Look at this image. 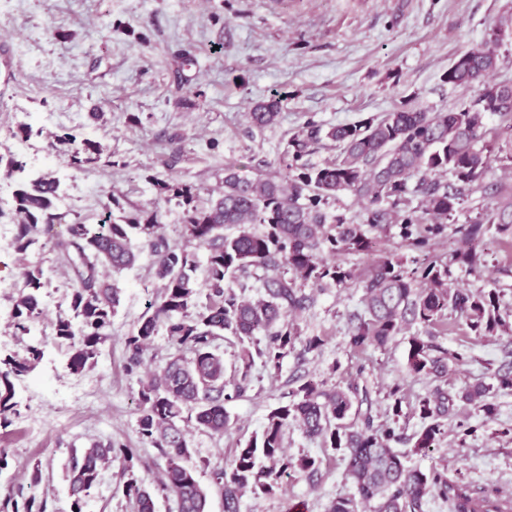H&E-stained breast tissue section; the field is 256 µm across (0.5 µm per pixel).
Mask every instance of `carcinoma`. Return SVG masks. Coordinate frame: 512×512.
<instances>
[{
  "mask_svg": "<svg viewBox=\"0 0 512 512\" xmlns=\"http://www.w3.org/2000/svg\"><path fill=\"white\" fill-rule=\"evenodd\" d=\"M503 35L502 27L491 28L442 75L453 87H478L476 99L468 104L432 109L405 102L379 116L330 127L310 118L288 140L281 177L249 179L235 165H227L223 190L203 206L196 204L194 186L155 180L153 186L165 201L183 208L184 245L165 237L157 209H137L121 216L119 223L110 208L96 225L68 220L57 212L60 184L55 177L30 178L21 158L0 155V170L16 181L13 212L19 223L12 249L23 257L49 245L74 280L65 309L54 322L55 336L69 346L68 370L81 374L93 367L109 339L120 304L110 273L137 263L139 253L131 244L135 236L151 256L161 292L125 339L129 369L141 366L159 330L177 345V353L158 371L139 380L137 392V433L164 459L157 480L148 484L139 476L132 448L100 442L72 448L64 466L70 512H86L101 471L117 459L126 477L118 492L134 512H158L159 500L170 498L177 512H207L209 488L199 480L198 469L208 462L192 463L196 448L187 428L223 437L232 425L227 405L247 396L256 364L278 374L296 343H303L309 353L324 345L321 336H301L296 323L313 301L305 287L350 282L362 288V309L347 336L350 350L383 348L405 335L407 377L434 383L415 406L419 428L406 437L398 427L404 402L398 383L388 393L387 419L377 424L370 391L359 379L345 387L307 380L269 409L261 431L240 444L227 466L210 472L224 499V512H240L247 493L273 497L282 493L288 479H311L318 473L320 458L288 452L285 434L291 427L319 440L324 450L341 453L351 492L331 500L326 512H425L431 498L448 503V512H512V499L498 492H473L439 469L406 464L408 456H425L441 441L448 417L459 405L492 420L497 394L512 391V361L492 371L489 383L449 385L466 352L440 340L450 313L462 317L478 337L512 332V315L501 310L497 292L458 288L450 279L453 263L471 271L481 267L477 243L483 225L496 224L501 233L512 235V192L459 229L461 237L450 257L431 254L434 239L463 197L492 169L494 145L487 140V120L498 116L512 121V108L500 111L483 101V92L495 87L512 98V84L490 80L499 65ZM284 100L275 93L249 103L251 125L263 130L276 124ZM323 141L336 144L340 153L335 161L316 165L310 155ZM52 146L77 169L97 162L103 153L100 143L68 131L55 135ZM447 175L453 182L443 181ZM343 193L364 204L361 222L326 210L329 200ZM394 224L425 255L424 262L410 269L394 253H372L369 234H384ZM226 228L234 232L226 234ZM341 254H364L370 262L356 274L336 260ZM22 277L13 325L27 334L44 312V272L25 265ZM251 278L259 283L256 297L245 295ZM226 332L239 341L230 384L225 381L224 356L216 347ZM43 356L38 346L27 347L22 355H0L1 429L11 426L17 414L16 381L30 374ZM402 442L409 445L403 452L395 448ZM0 512H46V501L9 497Z\"/></svg>",
  "mask_w": 512,
  "mask_h": 512,
  "instance_id": "obj_1",
  "label": "carcinoma"
}]
</instances>
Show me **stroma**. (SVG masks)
<instances>
[{
	"instance_id": "35a3bbf8",
	"label": "stroma",
	"mask_w": 512,
	"mask_h": 512,
	"mask_svg": "<svg viewBox=\"0 0 512 512\" xmlns=\"http://www.w3.org/2000/svg\"><path fill=\"white\" fill-rule=\"evenodd\" d=\"M510 17L512 0H0V155L22 157L31 174L59 178L60 211L96 224L113 196L120 202L117 216L156 207L163 233L180 244L181 210L160 199L154 178L212 191L228 164L248 178L279 174L286 142L307 119L343 124L408 99L433 108L469 103L476 89L444 84L441 75ZM276 92L286 97L278 122L255 129L248 103ZM25 126L32 129L27 138L18 134ZM64 129L99 142L101 161L81 170L68 165L51 147L52 134ZM487 138L503 156L465 198L452 228L435 239L434 254L454 249L455 227L490 205L496 187L512 173V123L491 117ZM13 190V180L0 174V353L36 345L44 357L17 382L19 415L0 430L9 461L0 471V496L34 493L46 500L47 512H70L62 478L70 449L93 441L127 446L141 461V477L150 481L159 472L157 450L137 433L139 383L126 369L125 338L161 288L145 252L135 266L114 275L121 305L110 337L93 368L70 374L53 319L74 282L51 248H35L26 260L45 271V313L28 335L14 333L11 311L24 281L10 246ZM479 248L484 265L475 272L451 265L452 281L498 291L502 308L512 310V243L489 224ZM310 293L313 303L297 323L303 335L323 337L321 352H305L299 344L280 375L255 368L248 396L228 407L233 426L223 438L190 431L210 467H225L239 443L260 431L269 407L282 401L296 378L343 386L363 376L379 423L386 418L388 390L402 384L399 425L407 435L418 428L414 407L429 384L407 378L405 337L352 352L346 340L359 289L334 285ZM446 340L467 353L452 377L456 385L487 379L502 361L501 339L476 338L453 314ZM495 403L498 415L487 423L471 407H459L448 419L447 435L426 457H409V466H444L449 480L469 488L512 492V393L498 394ZM464 417L477 431L462 443L456 424ZM286 445L293 454L322 455L318 475L288 481L277 497L247 496L243 512H287L297 502L305 512H325L332 499L349 494L339 455L322 452L296 427L288 430ZM36 464L44 480L34 487L29 473ZM123 481L120 462L103 469L86 512H131L117 492Z\"/></svg>"
}]
</instances>
